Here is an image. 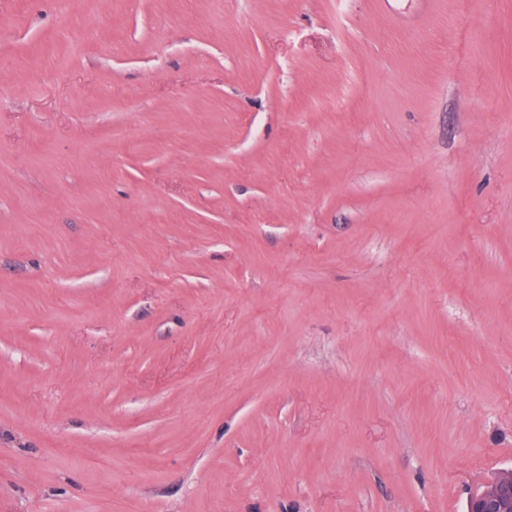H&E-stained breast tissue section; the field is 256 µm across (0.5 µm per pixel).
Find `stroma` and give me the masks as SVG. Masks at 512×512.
<instances>
[{"label":"stroma","instance_id":"stroma-1","mask_svg":"<svg viewBox=\"0 0 512 512\" xmlns=\"http://www.w3.org/2000/svg\"><path fill=\"white\" fill-rule=\"evenodd\" d=\"M509 468L512 0H0V512Z\"/></svg>","mask_w":512,"mask_h":512}]
</instances>
